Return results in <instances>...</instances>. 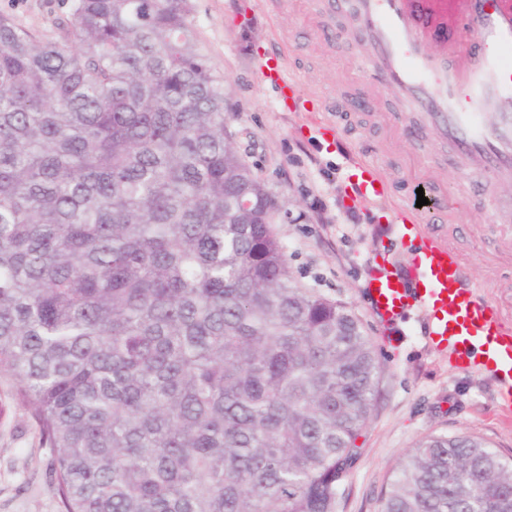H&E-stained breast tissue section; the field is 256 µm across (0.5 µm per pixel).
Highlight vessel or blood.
<instances>
[{
	"label": "vessel or blood",
	"mask_w": 512,
	"mask_h": 512,
	"mask_svg": "<svg viewBox=\"0 0 512 512\" xmlns=\"http://www.w3.org/2000/svg\"><path fill=\"white\" fill-rule=\"evenodd\" d=\"M309 42L333 51L352 40L369 47L375 80L397 90L417 120L389 117L405 137L432 131L475 175L512 179V0H321L306 17ZM307 125L344 148L345 191L355 206L389 199L392 183L346 126L306 86L293 104ZM436 213L394 204L400 239L414 241L410 262L369 274L373 310L392 324L414 310L452 369L491 374L495 410L512 416V316L494 307L468 274L444 225L460 221L456 202L437 194Z\"/></svg>",
	"instance_id": "vessel-or-blood-1"
}]
</instances>
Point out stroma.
Returning a JSON list of instances; mask_svg holds the SVG:
<instances>
[{"label":"stroma","mask_w":512,"mask_h":512,"mask_svg":"<svg viewBox=\"0 0 512 512\" xmlns=\"http://www.w3.org/2000/svg\"><path fill=\"white\" fill-rule=\"evenodd\" d=\"M252 0H191L198 48L223 75L230 112L224 122L252 170L276 197V231L298 283L345 305L370 339L383 374L369 424L356 439L357 455L337 512H379L380 499L406 451L430 433L471 434L512 462V418L493 409L496 388L487 375L448 366L434 350L421 317L387 325L367 295V270L377 262L407 264L409 248L391 227L390 206L352 205L344 191L342 159L330 136L317 135L299 113L277 107L279 89L261 66L288 45L304 83L322 86L327 98L362 96L366 106L346 111L353 137L374 145L385 137L373 114L397 111L392 93L374 83L354 87L344 76L364 73L367 46L349 44L339 53L305 49L302 21L288 11L272 19L254 15ZM70 0H0V15L36 36L54 40L69 19ZM379 164L399 197L434 180L458 201L464 216L453 242L468 257L474 280H492L487 296L512 306V257L498 256L496 227L512 207V181H478L447 147L396 138ZM51 452L31 416L0 385V512H61L49 475Z\"/></svg>","instance_id":"stroma-1"}]
</instances>
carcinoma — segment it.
Listing matches in <instances>:
<instances>
[{
	"label": "carcinoma",
	"instance_id": "carcinoma-1",
	"mask_svg": "<svg viewBox=\"0 0 512 512\" xmlns=\"http://www.w3.org/2000/svg\"><path fill=\"white\" fill-rule=\"evenodd\" d=\"M192 12L71 0L61 42L0 16V383L62 512H336L382 368L292 276ZM380 512H512V463L426 436Z\"/></svg>",
	"mask_w": 512,
	"mask_h": 512
}]
</instances>
